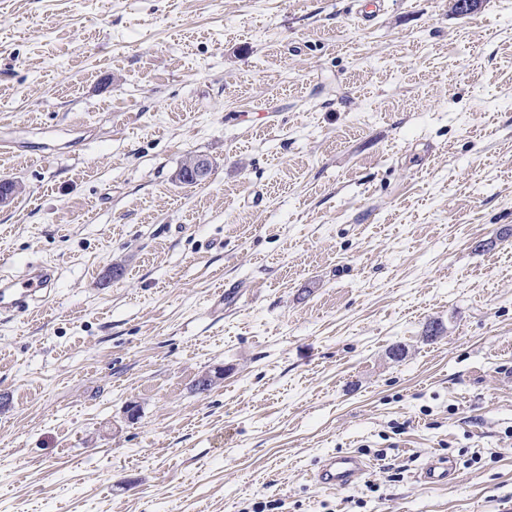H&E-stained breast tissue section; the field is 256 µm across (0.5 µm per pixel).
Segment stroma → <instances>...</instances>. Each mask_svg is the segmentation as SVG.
Returning <instances> with one entry per match:
<instances>
[{
	"instance_id": "1",
	"label": "stroma",
	"mask_w": 512,
	"mask_h": 512,
	"mask_svg": "<svg viewBox=\"0 0 512 512\" xmlns=\"http://www.w3.org/2000/svg\"><path fill=\"white\" fill-rule=\"evenodd\" d=\"M2 143L0 512H512V0H0ZM53 272L47 266L32 267L21 279L2 278L0 281V309L25 313L38 293L48 295L53 288ZM364 471L365 463L358 455L337 454L322 462L317 478L326 487L344 488L355 482Z\"/></svg>"
}]
</instances>
